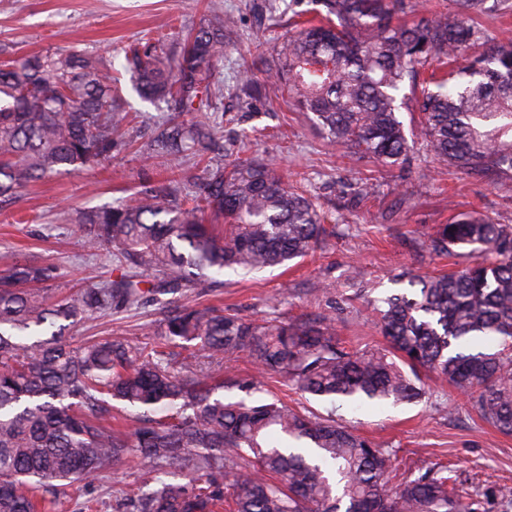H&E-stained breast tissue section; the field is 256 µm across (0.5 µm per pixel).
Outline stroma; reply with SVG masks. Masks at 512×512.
Listing matches in <instances>:
<instances>
[{
	"label": "stroma",
	"instance_id": "stroma-1",
	"mask_svg": "<svg viewBox=\"0 0 512 512\" xmlns=\"http://www.w3.org/2000/svg\"><path fill=\"white\" fill-rule=\"evenodd\" d=\"M289 0H0V50L22 59L36 52L85 50L105 56L123 73L125 52L138 40L153 38L162 21L179 28L200 26L207 5L231 14L236 28L224 36L218 65L223 114L218 131L225 163L272 160L279 173L306 181L336 233L314 255L291 268L217 274L203 297L184 289L181 300L211 306L263 325L272 320L335 314L336 335L351 350L382 347L384 340L371 312L373 300L393 293L404 273L431 275L461 269L469 256L454 259L429 253L424 242L459 214L480 210L512 224V179H490L437 167L423 146H415L405 169L376 174L379 195L360 199V182L371 165L327 144L307 113L292 99L261 107L237 88L243 68L276 65L273 53L253 55L256 42L278 44L289 31ZM129 122L124 144L103 167L79 173L61 171L33 183L0 209V269L23 258L56 267L48 293L59 299L83 278L113 279L121 266L109 250H84L76 228L83 213L118 206L166 180L157 159L141 149L165 116L164 106L127 96ZM163 312L152 299L137 308L106 315H81L68 330L73 341L113 336L143 346L145 325L158 324ZM420 378L426 393L400 405L346 406L337 410L357 433L395 452L398 473L448 466L475 512H512V435L480 420L467 399L429 373ZM139 464L116 465L93 483L101 512H131L127 500L142 487H154Z\"/></svg>",
	"mask_w": 512,
	"mask_h": 512
}]
</instances>
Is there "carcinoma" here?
<instances>
[{"label": "carcinoma", "instance_id": "cac0c4a2", "mask_svg": "<svg viewBox=\"0 0 512 512\" xmlns=\"http://www.w3.org/2000/svg\"><path fill=\"white\" fill-rule=\"evenodd\" d=\"M456 13L421 0H315L317 22H298L264 78L246 69L242 91L269 81L294 97L322 136L382 167L402 168L422 142L433 158L472 174L512 178V46L475 18L512 13V0H453ZM399 13L417 20L401 23ZM232 16L210 7L206 24L168 48L163 34L127 57L134 91L171 104L151 155L178 170L192 153L216 149L209 113ZM483 52L459 66L466 50ZM193 113L191 123L180 117ZM419 114L406 135L400 113ZM121 80L102 56L37 53L0 61V208L18 190L63 168L112 157L127 123ZM174 180L117 207L85 213L82 246L106 247L149 273L156 295L212 287L209 272L286 267L324 240V216L307 190L269 161L206 169L200 191ZM435 254L464 249L465 269L395 279L407 287L374 307L386 346L350 352L333 317L256 326L235 314L168 303L147 332L183 341L180 366L158 343L74 345L65 322L136 307L131 277L105 280L61 299L41 285L50 265L16 261L0 270V512H55L59 487L81 492L119 462L159 481L135 498L136 512H472L439 467L393 482L391 453L325 416L280 400L224 399L204 360L250 359L294 389L331 406L410 402L424 394L418 371L445 378L482 419L512 435V225L481 212L461 215L430 238ZM139 410L133 432L112 429V401Z\"/></svg>", "mask_w": 512, "mask_h": 512}]
</instances>
